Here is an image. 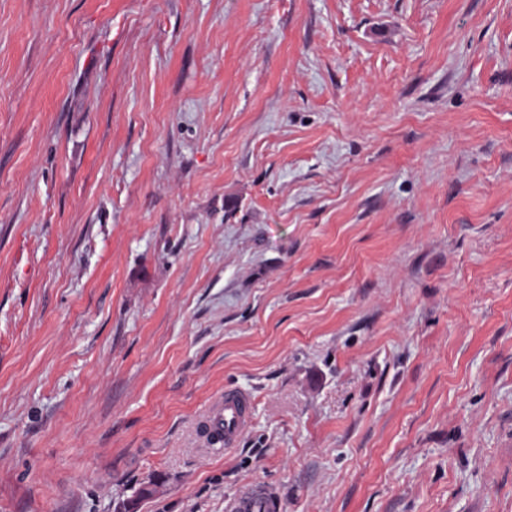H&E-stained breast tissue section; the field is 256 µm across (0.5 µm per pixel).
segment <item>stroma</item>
<instances>
[{
    "instance_id": "1",
    "label": "stroma",
    "mask_w": 512,
    "mask_h": 512,
    "mask_svg": "<svg viewBox=\"0 0 512 512\" xmlns=\"http://www.w3.org/2000/svg\"><path fill=\"white\" fill-rule=\"evenodd\" d=\"M252 482L512 512V0H0V512ZM250 418L249 395L235 389H225L224 394L210 405L200 422V430L224 436L225 448L218 446L209 450L214 454H222L231 448L247 429Z\"/></svg>"
}]
</instances>
